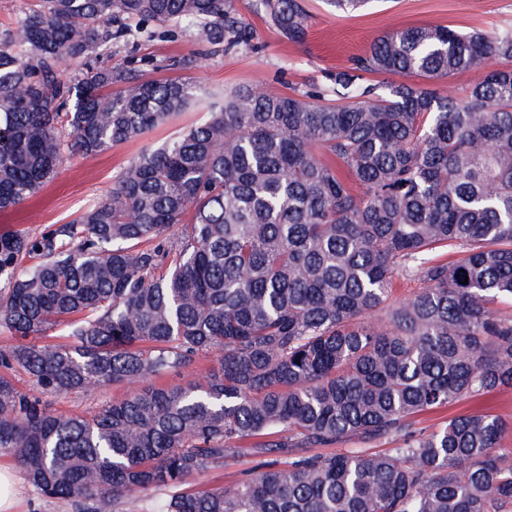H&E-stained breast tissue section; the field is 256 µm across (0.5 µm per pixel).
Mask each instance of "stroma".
<instances>
[{"label":"stroma","mask_w":512,"mask_h":512,"mask_svg":"<svg viewBox=\"0 0 512 512\" xmlns=\"http://www.w3.org/2000/svg\"><path fill=\"white\" fill-rule=\"evenodd\" d=\"M308 12L305 39L293 43L282 38L250 10V0L237 8L255 30L259 52H225L223 46L202 41L195 31L176 28L172 35L118 46L116 57L146 58L144 74L150 79H183L196 90L195 102L179 117L143 136L89 156L74 157L34 197L13 210L0 212V229L39 233L76 218L89 204L102 198L128 162L158 146L181 127L205 119L208 102L243 86H261L275 92L303 90L322 81L325 73L350 66L379 36L413 26L444 25L463 32H512V0H372L365 10L341 14L324 0H304ZM193 56L197 67L180 69V58ZM127 386H111L67 395L44 394L50 409L90 415L107 402L125 397ZM259 461L250 445L220 471L195 475L189 485L206 489L229 486L253 477Z\"/></svg>","instance_id":"1"}]
</instances>
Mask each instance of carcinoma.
<instances>
[{"mask_svg": "<svg viewBox=\"0 0 512 512\" xmlns=\"http://www.w3.org/2000/svg\"><path fill=\"white\" fill-rule=\"evenodd\" d=\"M343 13L369 0H328ZM290 42L302 0H252ZM192 28L252 51L236 0H36L0 37V210L77 154L184 112L185 80L146 79L112 46ZM26 49L21 54L18 49ZM512 32L443 25L378 38L321 85L224 95L133 159L69 224L0 232V353L43 393L136 386L84 417L0 375V451L61 512H512V453L487 411L426 433L412 418L512 385ZM77 70L61 81L64 68ZM368 73L416 75L380 94ZM192 223L179 233L185 214ZM452 253L448 262L442 253ZM424 287L390 302L393 278ZM62 326L67 344L40 342ZM213 361L202 382L152 380ZM257 476L206 490L259 436ZM357 438L391 453L323 454ZM498 64L499 63L497 61L492 60L486 64L478 65L455 75L449 82L458 94L463 95L469 87L478 83L482 79L488 66Z\"/></svg>", "mask_w": 512, "mask_h": 512, "instance_id": "carcinoma-1", "label": "carcinoma"}]
</instances>
